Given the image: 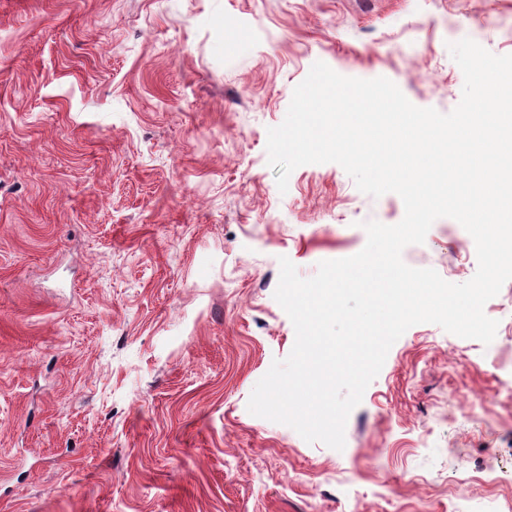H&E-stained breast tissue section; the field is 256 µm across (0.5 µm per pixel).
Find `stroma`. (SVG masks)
I'll list each match as a JSON object with an SVG mask.
<instances>
[{"mask_svg":"<svg viewBox=\"0 0 512 512\" xmlns=\"http://www.w3.org/2000/svg\"><path fill=\"white\" fill-rule=\"evenodd\" d=\"M464 38L512 54V0H0V512H512V281L490 344L410 327L343 450L247 409L279 257L405 214L335 163L279 192L268 128L318 61L451 112ZM402 259L477 270L446 217Z\"/></svg>","mask_w":512,"mask_h":512,"instance_id":"obj_1","label":"stroma"}]
</instances>
